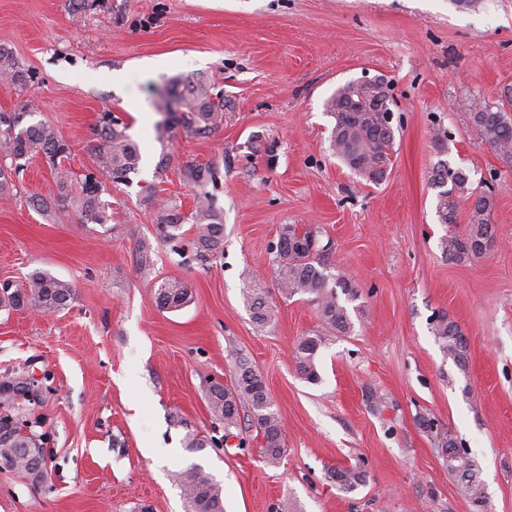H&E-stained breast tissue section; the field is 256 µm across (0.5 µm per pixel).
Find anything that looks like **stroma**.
<instances>
[{
	"instance_id": "35a3bbf8",
	"label": "stroma",
	"mask_w": 512,
	"mask_h": 512,
	"mask_svg": "<svg viewBox=\"0 0 512 512\" xmlns=\"http://www.w3.org/2000/svg\"><path fill=\"white\" fill-rule=\"evenodd\" d=\"M0 45L35 74L22 89L0 83V111L33 101L30 122L67 141L69 170L92 166L107 109L141 153L107 196L110 226L60 201L32 210L28 196L54 191L39 158L0 200V281L40 269L73 287L50 316L0 307V378L48 376L32 413L48 476L0 468V512H186L178 474L194 463L221 485L224 512H476L448 473L450 438L475 461L490 512H512V167L470 121L478 101L512 114V0H111L87 14L66 0H0ZM177 76L223 86L224 123L209 137L158 139L159 93ZM378 77L397 134L386 178L371 183L332 156L326 101ZM438 126L450 140L436 142ZM442 158L474 182L497 174L485 258L443 251L466 213L452 225L436 215ZM185 161L220 169L223 253L198 255L189 233L175 251L157 235L146 188L189 214ZM287 225L328 245L327 273L357 293L354 328L327 336L313 383L294 348L325 327L307 296L278 291L271 245ZM165 278L191 288L180 310L155 301ZM255 280L263 325L246 300ZM440 314L463 334V365L435 333ZM243 362L279 415V465L265 463L249 409L230 429L208 409L209 382L232 384ZM358 463L365 483L342 492L331 469Z\"/></svg>"
}]
</instances>
